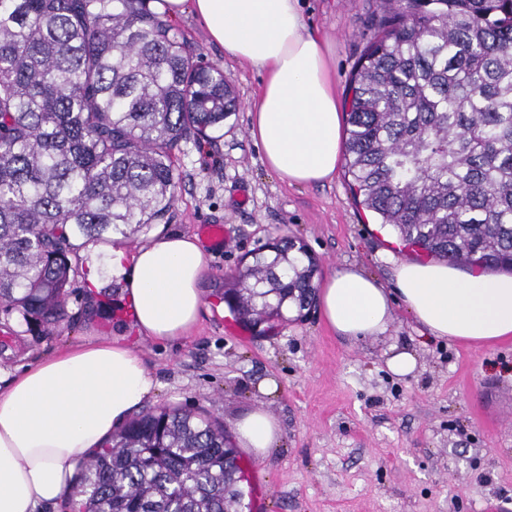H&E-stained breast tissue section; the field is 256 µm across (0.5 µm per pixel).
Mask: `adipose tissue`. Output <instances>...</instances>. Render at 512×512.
I'll return each mask as SVG.
<instances>
[{"instance_id": "ef3b65f1", "label": "adipose tissue", "mask_w": 512, "mask_h": 512, "mask_svg": "<svg viewBox=\"0 0 512 512\" xmlns=\"http://www.w3.org/2000/svg\"><path fill=\"white\" fill-rule=\"evenodd\" d=\"M151 8L171 19L192 13L227 56L261 73L250 136L269 169L291 185L334 179L343 105L329 46L309 30L301 0H153ZM106 261L125 284L136 333L86 337L0 377V512L60 503L73 486V461L103 446L157 390L136 341L181 339L199 318L207 256L197 236L160 232L131 255L114 246ZM393 277L388 289L355 266L333 272L318 291L325 321L365 340L387 330L398 299L428 335L476 346L512 337L511 275H464L414 260L394 262ZM233 434L263 457L279 446L281 427L258 407Z\"/></svg>"}]
</instances>
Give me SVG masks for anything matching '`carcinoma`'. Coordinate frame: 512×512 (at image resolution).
Segmentation results:
<instances>
[{
	"label": "carcinoma",
	"mask_w": 512,
	"mask_h": 512,
	"mask_svg": "<svg viewBox=\"0 0 512 512\" xmlns=\"http://www.w3.org/2000/svg\"><path fill=\"white\" fill-rule=\"evenodd\" d=\"M349 79L358 203L427 255L512 272V0H380ZM237 99L224 71L147 0H0V313L32 335L65 320L79 238L168 221L182 144L216 143ZM224 301L254 326L316 301L306 246L251 253ZM76 512H238L224 425L137 414L77 460Z\"/></svg>",
	"instance_id": "carcinoma-1"
}]
</instances>
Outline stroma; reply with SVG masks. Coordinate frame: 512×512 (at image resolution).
I'll return each mask as SVG.
<instances>
[{
    "instance_id": "35a3bbf8",
    "label": "stroma",
    "mask_w": 512,
    "mask_h": 512,
    "mask_svg": "<svg viewBox=\"0 0 512 512\" xmlns=\"http://www.w3.org/2000/svg\"><path fill=\"white\" fill-rule=\"evenodd\" d=\"M304 15L329 38L337 89L345 91L378 31L376 0H305ZM171 26L223 69L240 108L219 142L183 145L167 224L123 242L132 250L155 233L194 235L202 224L227 233L224 247L207 248L204 305L191 334L136 346L159 382L147 408L204 409L228 431L257 407L279 420V448L263 458L239 453L250 481L244 512H512V338L478 347L430 339L399 302L388 330L363 341L338 336L316 307L257 333L217 295L245 256L284 233L305 242L321 276L358 265L389 288L391 259L414 254L358 207L345 173L296 186L267 168L247 108L261 74L225 56L192 14ZM95 246L80 240L71 257L76 273L60 330L35 338L19 314L0 315V369L18 374L88 334L131 329L121 283L86 286ZM403 350L417 366L398 376L387 362ZM267 377L278 381L277 395L258 391Z\"/></svg>"
}]
</instances>
